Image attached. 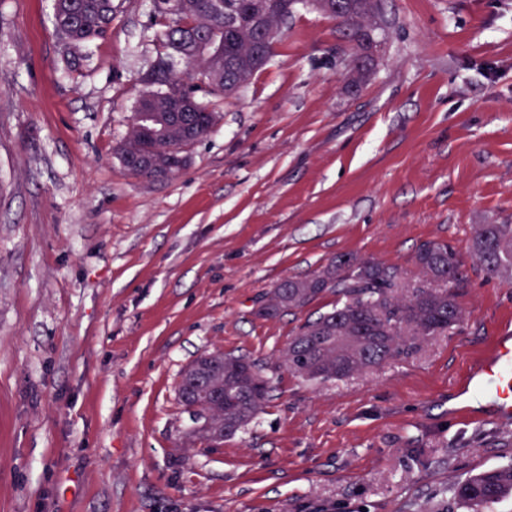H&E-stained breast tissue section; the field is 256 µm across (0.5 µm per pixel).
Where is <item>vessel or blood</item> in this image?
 <instances>
[{
	"mask_svg": "<svg viewBox=\"0 0 512 512\" xmlns=\"http://www.w3.org/2000/svg\"><path fill=\"white\" fill-rule=\"evenodd\" d=\"M477 405V418L512 423V336L495 337L489 353L466 378L459 396Z\"/></svg>",
	"mask_w": 512,
	"mask_h": 512,
	"instance_id": "1",
	"label": "vessel or blood"
}]
</instances>
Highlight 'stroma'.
Here are the masks:
<instances>
[{
  "mask_svg": "<svg viewBox=\"0 0 512 512\" xmlns=\"http://www.w3.org/2000/svg\"><path fill=\"white\" fill-rule=\"evenodd\" d=\"M82 74L53 0H0V512H468L448 485L512 460V426L453 413L512 332V286L470 252L512 224V0H381L353 81L339 26L298 6L174 177L123 169L154 0H116ZM445 243L460 325L344 381L280 354L323 297L261 299L347 254L410 272ZM243 354L274 390L219 448L190 442L182 370Z\"/></svg>",
  "mask_w": 512,
  "mask_h": 512,
  "instance_id": "1",
  "label": "stroma"
}]
</instances>
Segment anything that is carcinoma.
<instances>
[{
  "label": "carcinoma",
  "instance_id": "carcinoma-1",
  "mask_svg": "<svg viewBox=\"0 0 512 512\" xmlns=\"http://www.w3.org/2000/svg\"><path fill=\"white\" fill-rule=\"evenodd\" d=\"M302 0H155L159 52L154 66L158 78L141 77L140 100L150 108L134 107L126 138L114 154L130 174L167 179L179 171L175 155L206 137L216 124L207 96L230 95L246 85L264 65L254 49L255 21L279 26ZM347 23L344 37L361 41L363 54L353 70L364 72L374 62L378 42L367 20L374 10L361 0H342ZM115 0H54V20L60 55L68 70L83 66L85 49L107 35L117 12ZM230 42L239 66L224 72L223 83L210 77V45ZM187 67L176 74L173 62ZM196 93V104L182 115L195 129L187 141L180 127L166 117L163 105L175 91ZM471 250L491 278L512 284V224H481ZM418 273L406 281L398 268L356 255H344L305 278H288L268 292L256 314L274 318L300 311L325 294L336 296L332 308L308 318L280 356L288 372L309 381L331 382L366 374L413 348L417 338L446 335L462 320L452 287L466 276L446 245L426 244L415 257ZM272 387L257 364L245 355L204 352L181 372L180 403L200 422L192 431L205 448H219L256 419L271 397ZM450 497L468 512H485L488 505L512 495V464L455 480Z\"/></svg>",
  "mask_w": 512,
  "mask_h": 512
}]
</instances>
